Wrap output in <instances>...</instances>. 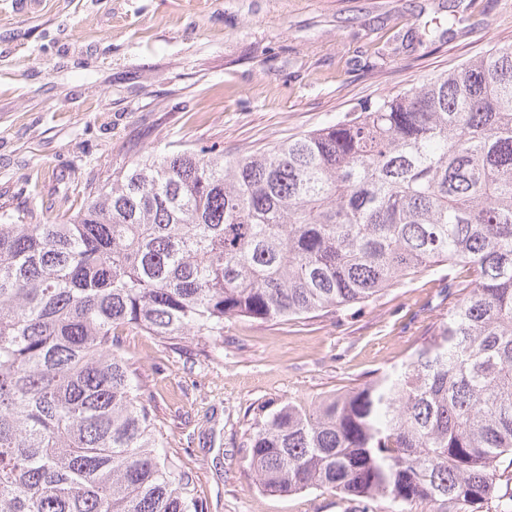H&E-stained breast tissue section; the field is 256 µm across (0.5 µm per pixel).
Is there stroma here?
<instances>
[{"instance_id":"stroma-1","label":"stroma","mask_w":512,"mask_h":512,"mask_svg":"<svg viewBox=\"0 0 512 512\" xmlns=\"http://www.w3.org/2000/svg\"><path fill=\"white\" fill-rule=\"evenodd\" d=\"M512 42V0H0V222L50 224L104 172L149 154H242ZM443 273L363 308L224 322V341L139 333L165 451L204 512H400L263 492L257 418L312 409L405 361L453 301Z\"/></svg>"}]
</instances>
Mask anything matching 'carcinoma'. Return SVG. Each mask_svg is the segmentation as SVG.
<instances>
[{"mask_svg": "<svg viewBox=\"0 0 512 512\" xmlns=\"http://www.w3.org/2000/svg\"><path fill=\"white\" fill-rule=\"evenodd\" d=\"M448 268L400 366L257 423L264 491L429 512L508 498L512 43L269 149L142 157L56 224L0 223V512H190L118 337L224 338Z\"/></svg>", "mask_w": 512, "mask_h": 512, "instance_id": "1", "label": "carcinoma"}]
</instances>
